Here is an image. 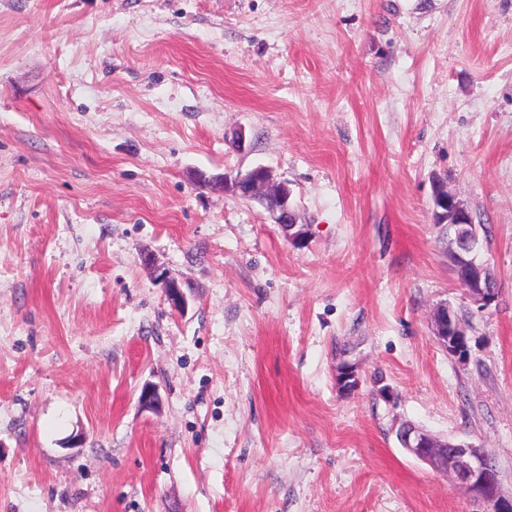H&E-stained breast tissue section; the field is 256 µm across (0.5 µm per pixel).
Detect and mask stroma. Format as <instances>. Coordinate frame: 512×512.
I'll return each mask as SVG.
<instances>
[{
    "instance_id": "1",
    "label": "stroma",
    "mask_w": 512,
    "mask_h": 512,
    "mask_svg": "<svg viewBox=\"0 0 512 512\" xmlns=\"http://www.w3.org/2000/svg\"><path fill=\"white\" fill-rule=\"evenodd\" d=\"M257 164L300 238L195 179ZM404 422L512 495V0H0V512H487ZM434 221L438 224H475L468 205L437 180L434 184ZM472 237L471 241L479 239L478 228H475ZM471 241L461 243L458 249L452 246L449 250V246L448 258L454 267L458 264L467 268L468 276L461 284L474 302L484 307L495 300L496 288H492L488 282L487 272L490 266L481 259L480 250ZM433 334L445 347L450 346L451 354L464 360L468 355L469 339L467 328L456 310L447 304L439 306L433 315ZM361 387V378L352 364L342 363L336 368V388L342 395H351ZM407 425L409 428L402 440L407 453L436 471L451 473L460 489L487 502L491 512H512V496L501 493L496 465L487 448L473 443L441 441L411 423Z\"/></svg>"
}]
</instances>
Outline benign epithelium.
Returning a JSON list of instances; mask_svg holds the SVG:
<instances>
[{
	"label": "benign epithelium",
	"instance_id": "obj_1",
	"mask_svg": "<svg viewBox=\"0 0 512 512\" xmlns=\"http://www.w3.org/2000/svg\"><path fill=\"white\" fill-rule=\"evenodd\" d=\"M216 189L233 195L245 194L260 201L274 223L280 225L289 237L298 238L296 207L292 191L285 182L273 179L269 168L257 164L244 174L234 177L226 174L209 180ZM434 221L437 224H472L473 215L468 205L456 194L448 191L443 183L434 184ZM479 230H474L473 240L448 250V258L454 265L467 268L468 276L462 286L480 306L490 305L496 297V289L489 285V265L481 259L475 246ZM165 296L177 310L185 308L187 301L180 286L163 280ZM433 334L438 341L451 347V354L465 359L469 350L467 328L461 316L452 307L443 304L433 315ZM361 387V378L352 364L336 367V388L342 395H351ZM404 450L417 460L436 471L449 472L460 489L473 498L488 503L491 512H512V496L501 493L498 472L491 452L473 443L441 441L430 433L411 424L403 437Z\"/></svg>",
	"mask_w": 512,
	"mask_h": 512
}]
</instances>
